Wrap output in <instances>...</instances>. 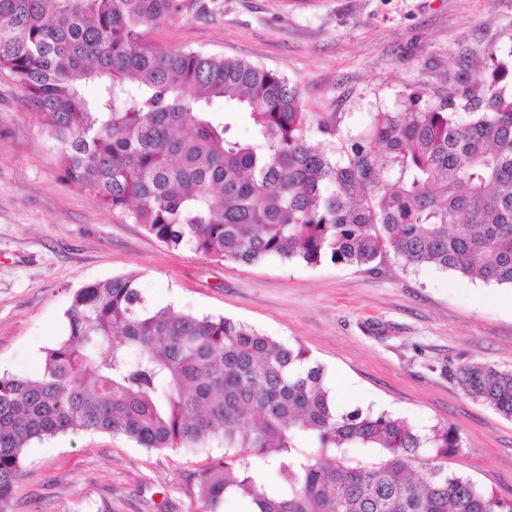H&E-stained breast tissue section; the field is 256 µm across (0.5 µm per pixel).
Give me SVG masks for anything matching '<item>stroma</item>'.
Listing matches in <instances>:
<instances>
[{
    "label": "stroma",
    "mask_w": 512,
    "mask_h": 512,
    "mask_svg": "<svg viewBox=\"0 0 512 512\" xmlns=\"http://www.w3.org/2000/svg\"><path fill=\"white\" fill-rule=\"evenodd\" d=\"M163 49L243 58L299 87L306 111L353 134L408 89L438 98L512 48V0H183L147 31ZM58 147L0 72V373L36 375L66 333L74 291L136 274L152 307L225 316L307 348L344 410L452 426L449 471L512 499V419L469 398L455 373L512 369V288L450 271L270 258L245 265L173 249L66 186ZM223 449L147 450L120 435L32 442L9 512H201L191 480Z\"/></svg>",
    "instance_id": "obj_1"
}]
</instances>
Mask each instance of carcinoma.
<instances>
[{
  "label": "carcinoma",
  "instance_id": "carcinoma-1",
  "mask_svg": "<svg viewBox=\"0 0 512 512\" xmlns=\"http://www.w3.org/2000/svg\"><path fill=\"white\" fill-rule=\"evenodd\" d=\"M180 9L0 0V71L60 146L66 185L172 248L356 266L390 248L406 266L512 286V49L473 88L433 100L414 87L401 111L372 113L338 145L337 113L313 118L278 73L148 43ZM66 316L36 376H0V509L30 442L83 431L148 450L222 444L224 458L197 476L206 512L230 497L253 512H512V500L444 466L462 448L453 429L422 434L384 411H338L300 345L223 316L153 309L132 274L76 290ZM456 378L512 418V370L468 363ZM352 448L379 462H350ZM421 448L433 458L416 478Z\"/></svg>",
  "mask_w": 512,
  "mask_h": 512
}]
</instances>
